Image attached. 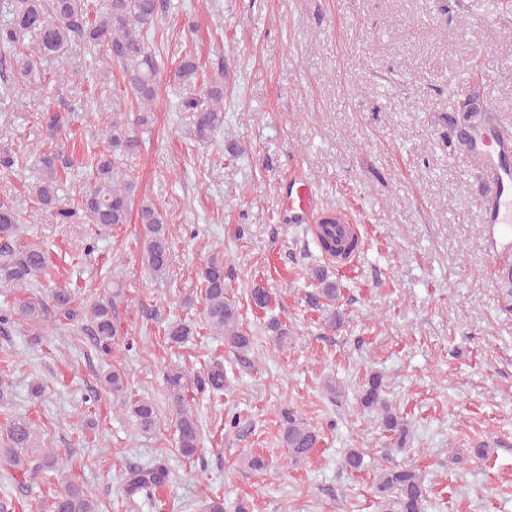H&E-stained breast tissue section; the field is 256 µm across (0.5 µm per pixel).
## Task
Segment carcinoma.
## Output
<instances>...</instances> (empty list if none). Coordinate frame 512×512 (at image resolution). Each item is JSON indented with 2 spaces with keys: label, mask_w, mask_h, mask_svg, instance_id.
I'll return each instance as SVG.
<instances>
[{
  "label": "carcinoma",
  "mask_w": 512,
  "mask_h": 512,
  "mask_svg": "<svg viewBox=\"0 0 512 512\" xmlns=\"http://www.w3.org/2000/svg\"><path fill=\"white\" fill-rule=\"evenodd\" d=\"M168 8L167 0H106L102 11L89 13L87 0H0V13L9 19L0 23V100L12 94L18 79L35 76L42 60L63 57L70 47L88 44L120 68L124 89L122 92L135 100L139 112L130 118L119 108L112 109V120L107 123L98 149L88 158L94 173V185L77 202L74 209L57 207V187L60 173L77 165L74 155L50 147L67 125V118L60 111L47 110L43 116L44 140L40 146V178L35 185L38 203L51 211L58 224H71L78 212L100 230H110L118 224H127L131 213H137L140 224V249L143 264L151 274L164 275L170 268L172 243L166 216L157 203L149 198L137 201L130 182H123L115 172L117 161L135 155L139 147L136 128L148 122L150 106L157 96L158 64L149 50L145 37L158 22L159 15ZM198 62L190 55L184 56L176 76L190 91L181 107L195 113L194 133L205 140L224 121V72L210 80L200 90H194ZM35 220L25 213L8 196H0V285L26 288L40 278L53 275L52 261L40 245L17 244L20 226ZM334 221L322 224L319 245L331 257L346 259L360 249L358 238L336 237ZM310 277L317 283L318 293L312 303L317 307H333L339 298L336 282L320 268L311 269ZM204 286L205 325L224 335L228 347L239 358L251 353L253 336L242 327L238 305L228 292L224 276V258L210 257L200 271ZM50 302L59 317L70 321H87L84 331L95 340L96 350L102 355L112 352V345L119 336L114 320L115 310L110 301H97L84 305L76 301L69 288L50 290ZM44 304L26 298L9 309L0 310V331H6L19 322L33 323L35 338L45 333ZM267 332L275 344L284 346L290 331L287 325L272 318L267 322ZM196 323L181 320L171 323L165 330V341L172 346H182L197 335ZM191 377L178 366L164 373V384L171 402L176 444L180 454L193 459L198 454L201 428L188 398ZM105 382L112 392H126L124 373L111 369ZM196 390L218 392L224 390V367L216 363L206 375L196 379ZM383 377L373 372L359 394L361 405L377 414L380 426L397 434L399 443H405L408 429L385 398ZM135 429L141 434L153 432L160 423L155 404L148 398H139L129 406ZM283 441L288 448V458L294 464L309 457L316 447L319 434L305 421L288 409L280 411ZM34 424L26 416L13 415L0 429V466L13 468L24 479H36L41 474L58 469L60 457L48 453L30 459L37 447ZM169 479L168 470L160 464L141 466L126 474L127 494L133 496L150 488H157ZM376 492L384 503V512H428L429 492L422 477L407 467L383 468L377 476ZM50 512H99L91 493L75 483L67 484L56 493Z\"/></svg>",
  "instance_id": "1"
}]
</instances>
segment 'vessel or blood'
I'll return each mask as SVG.
<instances>
[{"instance_id": "obj_1", "label": "vessel or blood", "mask_w": 512, "mask_h": 512, "mask_svg": "<svg viewBox=\"0 0 512 512\" xmlns=\"http://www.w3.org/2000/svg\"><path fill=\"white\" fill-rule=\"evenodd\" d=\"M468 138L484 186L482 221L502 255L512 250V145L488 128L471 131ZM283 205L289 223H309L317 203L304 178L291 181Z\"/></svg>"}]
</instances>
